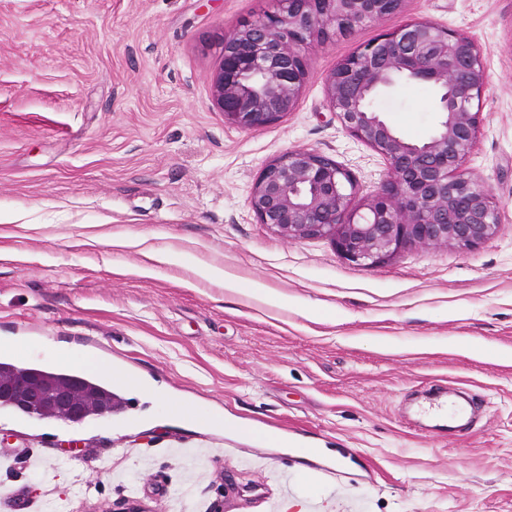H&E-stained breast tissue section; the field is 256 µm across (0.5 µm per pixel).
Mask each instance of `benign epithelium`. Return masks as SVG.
<instances>
[{"label":"benign epithelium","mask_w":512,"mask_h":512,"mask_svg":"<svg viewBox=\"0 0 512 512\" xmlns=\"http://www.w3.org/2000/svg\"><path fill=\"white\" fill-rule=\"evenodd\" d=\"M274 11L224 39L211 79L224 122L251 130L292 111L308 76L306 48L399 13L404 0H275ZM430 83L436 125L409 141L372 103L402 81ZM487 83L480 49L467 34L412 21L358 47L325 79L328 106L345 130L385 160L387 179L356 200L357 183L337 161L295 148L264 165L249 203L259 223L289 241L328 238L348 262L376 266L410 244L471 248L499 226L488 187L465 161L482 122ZM0 402L32 416L81 423L97 411L83 394L23 372L0 382Z\"/></svg>","instance_id":"1"}]
</instances>
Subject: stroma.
Segmentation results:
<instances>
[{"mask_svg":"<svg viewBox=\"0 0 512 512\" xmlns=\"http://www.w3.org/2000/svg\"><path fill=\"white\" fill-rule=\"evenodd\" d=\"M271 7L0 0V359L55 369L67 353L135 379L105 419L0 407V454L38 459L0 470V512L17 486L38 512H153L178 498L192 512H512V0H407L313 45L294 110L243 130L214 108L211 77L224 36ZM409 21L480 48L482 126L465 168L500 224L468 249L408 245L360 268L330 240L280 237L249 195L294 148L349 169L359 195L381 187L385 161L330 111L324 80ZM432 96L409 83L373 106L419 140ZM257 284L273 300L252 296ZM459 386L477 408L450 433L423 409ZM288 425L303 431L295 463L274 439ZM157 481L166 495L143 496Z\"/></svg>","mask_w":512,"mask_h":512,"instance_id":"35a3bbf8","label":"stroma"}]
</instances>
